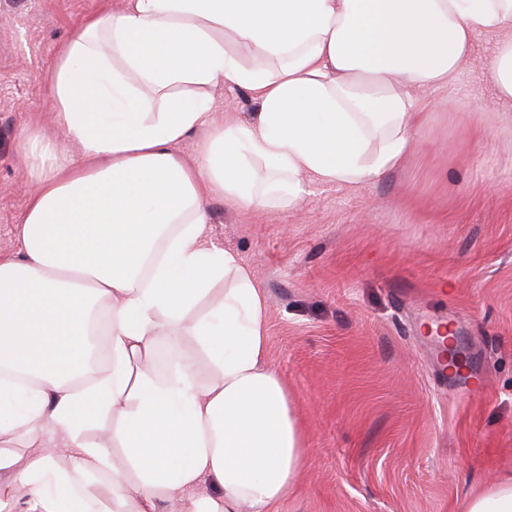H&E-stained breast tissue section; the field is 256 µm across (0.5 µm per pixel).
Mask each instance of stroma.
I'll return each mask as SVG.
<instances>
[{"label": "stroma", "mask_w": 512, "mask_h": 512, "mask_svg": "<svg viewBox=\"0 0 512 512\" xmlns=\"http://www.w3.org/2000/svg\"><path fill=\"white\" fill-rule=\"evenodd\" d=\"M124 5L0 0V253L18 249L15 141L50 122L53 61L84 17ZM494 42L477 36L448 88L415 91L427 121L377 182L312 184L290 210L202 201L266 292L270 360L312 451L274 512H460L512 474V105ZM436 327L468 351L469 393L445 387ZM488 72L499 98L512 102V34L499 40Z\"/></svg>", "instance_id": "obj_1"}]
</instances>
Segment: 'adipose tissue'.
<instances>
[{
  "instance_id": "adipose-tissue-1",
  "label": "adipose tissue",
  "mask_w": 512,
  "mask_h": 512,
  "mask_svg": "<svg viewBox=\"0 0 512 512\" xmlns=\"http://www.w3.org/2000/svg\"><path fill=\"white\" fill-rule=\"evenodd\" d=\"M478 34L512 102V0H127L85 17L48 76L51 129L15 152L33 187L0 255V512H271L310 451L268 359L252 268L209 236L204 197L292 208L309 183L369 184L413 147V93L454 79ZM251 63H244V56ZM247 89L248 122L211 88ZM200 142L193 161L177 145ZM107 309L108 366L89 326ZM194 359L154 364L157 337ZM67 466H58V458ZM462 512H512V476ZM174 350L184 355H194L196 358V369L201 381H207L210 376V368L204 355L197 352V346L190 336H183Z\"/></svg>"
}]
</instances>
